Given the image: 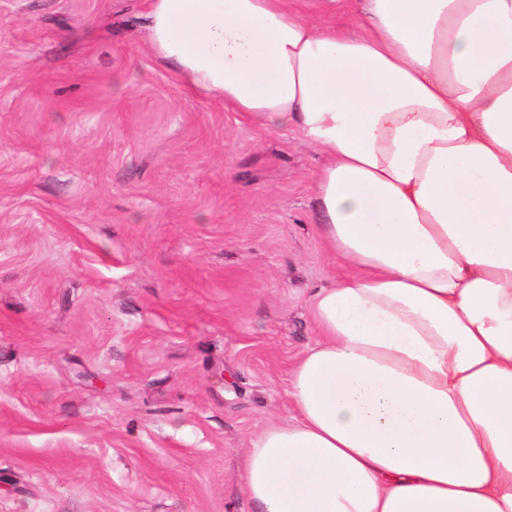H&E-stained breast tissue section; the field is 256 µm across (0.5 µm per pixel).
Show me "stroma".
Here are the masks:
<instances>
[{"mask_svg":"<svg viewBox=\"0 0 512 512\" xmlns=\"http://www.w3.org/2000/svg\"><path fill=\"white\" fill-rule=\"evenodd\" d=\"M147 0H0V512H254L322 156L157 61Z\"/></svg>","mask_w":512,"mask_h":512,"instance_id":"stroma-1","label":"stroma"}]
</instances>
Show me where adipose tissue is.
I'll return each instance as SVG.
<instances>
[{
  "label": "adipose tissue",
  "instance_id": "obj_1",
  "mask_svg": "<svg viewBox=\"0 0 512 512\" xmlns=\"http://www.w3.org/2000/svg\"><path fill=\"white\" fill-rule=\"evenodd\" d=\"M194 87L323 158L354 277L309 296L293 423L251 441L256 512H512V0H363L358 31L289 0H148Z\"/></svg>",
  "mask_w": 512,
  "mask_h": 512
}]
</instances>
